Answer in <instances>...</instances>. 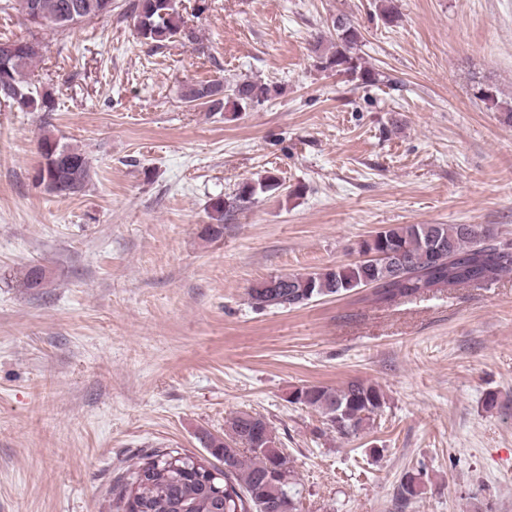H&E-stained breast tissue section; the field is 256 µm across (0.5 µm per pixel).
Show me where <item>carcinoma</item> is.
I'll use <instances>...</instances> for the list:
<instances>
[{"label":"carcinoma","instance_id":"carcinoma-1","mask_svg":"<svg viewBox=\"0 0 512 512\" xmlns=\"http://www.w3.org/2000/svg\"><path fill=\"white\" fill-rule=\"evenodd\" d=\"M102 0H0V12L10 10L22 17L35 11L43 28L59 32L57 20L76 11L79 18L100 10ZM127 17L136 21L138 38L158 49L179 37L197 41L187 30L180 12V0H131ZM340 26L329 38H320L314 46L318 68L356 78L364 84L376 81L364 58L353 52L361 38L354 21L345 15L336 17ZM42 56V42L28 40L13 73L20 91L17 109L21 112H52V98L38 90L31 71ZM220 79L188 85L182 91L184 102L207 108L210 112H240L253 108L279 94L276 87L244 80L225 87ZM41 162L37 171L46 177L63 180L72 169L81 174L80 186L58 196L68 198L85 191L92 180L88 157L81 149L68 146L47 131L38 140ZM282 184L269 173L257 182H244L235 194L211 200L213 224L203 228L208 239L224 235V222L247 208L257 193L279 194ZM363 251H372L397 260V271L369 262L327 266L308 273L274 275L259 280L248 289V300L258 310H290L318 298L350 295L367 286L371 291L363 300L376 305H391L402 299L441 289L481 286L512 272V246L494 240L488 229L472 224H403L380 230L360 243ZM45 270L30 266L22 272L23 284L36 288ZM318 412L327 430L344 437L357 433L374 421L385 407L380 387L364 381H352L341 388L305 385L295 388L289 397ZM199 440L206 454L197 456L177 449H158L132 464L127 477L114 487L109 512H299L292 492L296 475L288 455L277 446L269 422L262 416L239 412L232 416L224 435L201 432ZM422 493L420 473L407 472L397 488L399 498L407 502Z\"/></svg>","mask_w":512,"mask_h":512}]
</instances>
